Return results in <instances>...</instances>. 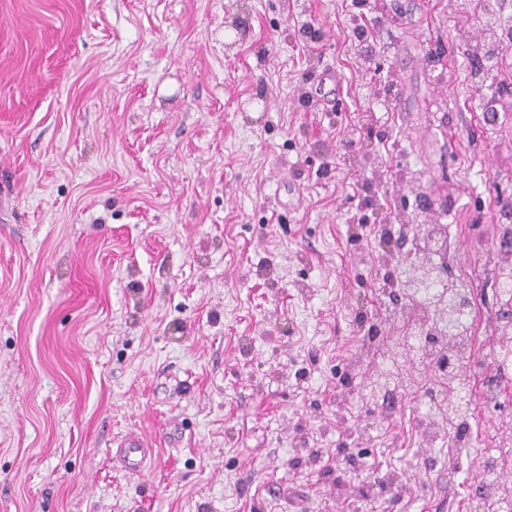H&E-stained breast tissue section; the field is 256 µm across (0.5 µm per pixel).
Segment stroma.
Here are the masks:
<instances>
[{
  "label": "stroma",
  "mask_w": 512,
  "mask_h": 512,
  "mask_svg": "<svg viewBox=\"0 0 512 512\" xmlns=\"http://www.w3.org/2000/svg\"><path fill=\"white\" fill-rule=\"evenodd\" d=\"M480 23L461 0H0V512H467L512 422V48L476 90ZM445 193L478 328L453 473L422 395L336 415L362 323L395 308L382 238ZM131 429L140 476L112 457ZM353 435L339 481L396 467L405 493L337 502L320 461ZM502 288L500 289L501 298H498L501 317L503 323L497 326V351L496 357L499 366L503 370L508 369L512 363V279L510 276L503 277ZM507 284V287L505 285ZM114 458L126 472L142 475L152 457V442L140 431L118 436Z\"/></svg>",
  "instance_id": "obj_1"
}]
</instances>
